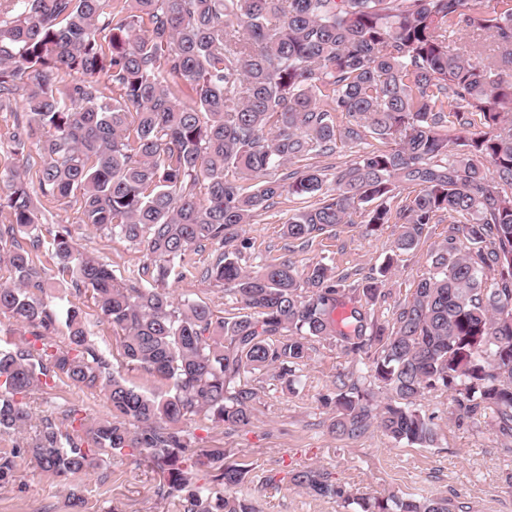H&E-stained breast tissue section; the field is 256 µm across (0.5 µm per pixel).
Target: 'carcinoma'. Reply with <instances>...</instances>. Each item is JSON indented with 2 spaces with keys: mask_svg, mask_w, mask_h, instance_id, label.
Returning a JSON list of instances; mask_svg holds the SVG:
<instances>
[{
  "mask_svg": "<svg viewBox=\"0 0 512 512\" xmlns=\"http://www.w3.org/2000/svg\"><path fill=\"white\" fill-rule=\"evenodd\" d=\"M0 0V110L22 95L28 120L9 133L12 165L0 170V313L43 332L0 350V435L26 442L0 449V485L29 456L63 480L135 448L160 474L158 494L177 512H258L244 487L255 463L223 447L194 448L182 424L205 414L252 424L258 388L273 370L287 389L315 342L357 363L371 360L374 399L360 375L333 399L332 432L358 439L376 427L396 443L430 448L438 432L419 408L427 390L454 394L461 415H492L512 441V0L483 11L478 0ZM486 31L494 48L450 37ZM77 71L81 82L54 75ZM104 75L112 95L99 88ZM190 103L178 102V95ZM486 131L452 137L475 120ZM385 148L364 146L366 137ZM360 147L333 175L306 167L272 173L337 142ZM38 147L45 197L73 202L82 223L145 246L148 288H123L108 266L82 252L62 225L38 233V208L20 162ZM494 174H489V168ZM412 190L398 199L399 185ZM321 196L297 210L283 235L308 243L361 217L364 233L399 225L394 261L448 215V235L428 276L383 322L382 281L340 288L319 260L299 271L272 260L248 269L242 236L259 209L283 195ZM25 236L29 243L18 240ZM224 247L205 274L242 310L215 316L206 304H174L165 285L196 269L204 242ZM91 293L121 331L126 364L172 383L148 396L109 374L89 342L83 309H67L68 347L48 334L43 295L53 276ZM105 390L111 416L68 431L51 416L32 424L28 400L48 390ZM212 473L197 485L186 462ZM293 483L352 512H458L446 497H352L324 468Z\"/></svg>",
  "mask_w": 512,
  "mask_h": 512,
  "instance_id": "obj_1",
  "label": "carcinoma"
}]
</instances>
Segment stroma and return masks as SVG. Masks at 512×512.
Masks as SVG:
<instances>
[{"label": "stroma", "mask_w": 512, "mask_h": 512, "mask_svg": "<svg viewBox=\"0 0 512 512\" xmlns=\"http://www.w3.org/2000/svg\"><path fill=\"white\" fill-rule=\"evenodd\" d=\"M28 183L39 210V234L46 237L58 226H67L81 251L109 265L123 287H141L138 272L147 260L143 246L83 224L77 205L42 195L36 174H29ZM316 203L313 197L303 200L286 195L275 207L256 211L244 227L254 243L246 256L247 265L276 259L303 269L322 259L337 278L351 285L382 278L386 297L377 303L375 314L379 320L390 319L394 306L428 274L431 256L448 233L447 223L430 225L417 247L400 256L386 274L382 268L394 246L395 225H385L368 236L360 225L342 224L306 247L283 238L282 225L288 217ZM168 291L174 301L190 298L206 303L218 316L233 305L223 285L200 273L169 283ZM47 302L56 317L50 343L66 345V310L70 303H77L86 314L89 338L107 359L110 372L150 396L171 391L169 382L122 362L118 336L88 294L68 287L51 292ZM355 369L351 357L320 343L299 371L293 391L283 389L271 373H258V399L249 427L231 431L201 415L190 417L184 426L194 435V447L224 446L256 462L258 476L276 477V485L252 486L259 512H344L339 501L310 496L293 484V473L320 466L353 496H445L467 506L468 512H512V452L505 450L491 417L459 419L451 392L431 390L420 401L422 412L431 417L438 432L435 447L397 444L377 429L355 440L333 433L330 423L335 410L327 400L342 384L351 382ZM69 407L88 420L109 413L106 395L98 388L54 389L31 404L37 420L59 416ZM158 484L157 473L128 449L108 458L98 471L65 482L24 457L17 462L14 481L0 486V512H73L71 496L75 493L85 498L86 512H175L170 501L158 495Z\"/></svg>", "instance_id": "stroma-1"}]
</instances>
